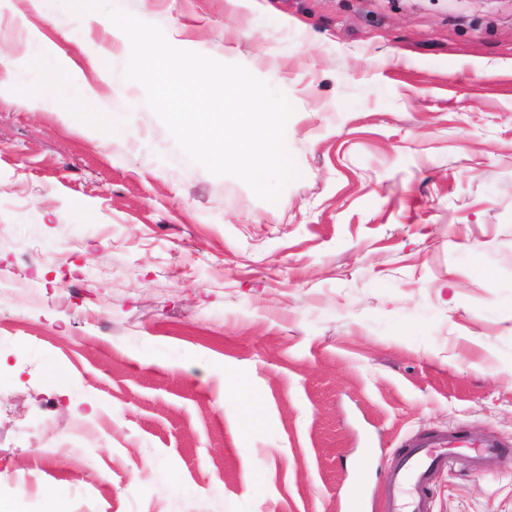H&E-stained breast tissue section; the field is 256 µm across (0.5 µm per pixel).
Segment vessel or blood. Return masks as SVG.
Here are the masks:
<instances>
[{"label": "vessel or blood", "instance_id": "vessel-or-blood-1", "mask_svg": "<svg viewBox=\"0 0 512 512\" xmlns=\"http://www.w3.org/2000/svg\"><path fill=\"white\" fill-rule=\"evenodd\" d=\"M458 448L467 449L477 467L504 452L497 440L464 431L412 440L390 473L386 490L389 512H429L428 488L435 474L448 469Z\"/></svg>", "mask_w": 512, "mask_h": 512}]
</instances>
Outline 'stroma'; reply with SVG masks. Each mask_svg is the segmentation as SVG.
<instances>
[{
  "label": "stroma",
  "instance_id": "stroma-1",
  "mask_svg": "<svg viewBox=\"0 0 512 512\" xmlns=\"http://www.w3.org/2000/svg\"><path fill=\"white\" fill-rule=\"evenodd\" d=\"M283 91L278 203L210 174L110 21L0 0V499L53 512H347L412 439L512 450V0H121ZM94 101L46 97L37 42ZM237 384L262 399L244 425ZM33 476L34 493L19 479ZM430 512H512V453Z\"/></svg>",
  "mask_w": 512,
  "mask_h": 512
}]
</instances>
